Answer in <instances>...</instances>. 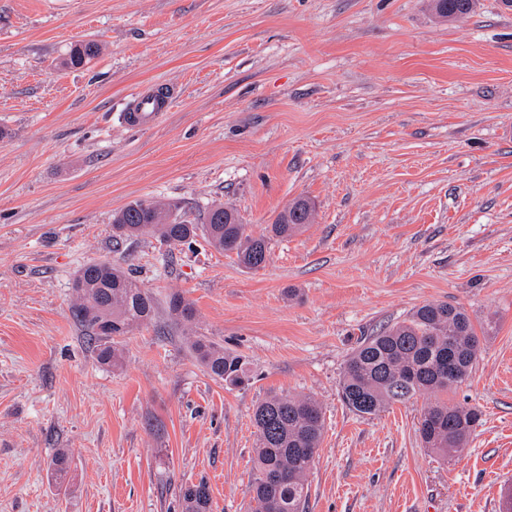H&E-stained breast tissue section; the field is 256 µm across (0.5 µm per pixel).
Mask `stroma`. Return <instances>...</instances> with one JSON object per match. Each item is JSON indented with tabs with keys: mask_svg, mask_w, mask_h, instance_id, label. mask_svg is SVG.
Listing matches in <instances>:
<instances>
[{
	"mask_svg": "<svg viewBox=\"0 0 512 512\" xmlns=\"http://www.w3.org/2000/svg\"><path fill=\"white\" fill-rule=\"evenodd\" d=\"M102 52L63 66L70 46ZM174 90L150 126L122 119ZM314 224L264 267L196 240L115 242L136 198L189 217L237 209L257 237L294 198ZM121 265L155 299L99 365L71 316L85 264ZM180 294L191 324L169 309ZM428 302L493 321L448 400L478 409L442 459L418 432L433 394L352 413L345 360ZM247 356L249 386L214 380L188 334ZM313 397L325 421L307 512H502L512 481V9L442 21L428 0H0V512H249L253 411ZM67 449L74 484L47 466ZM182 512H210L211 497L208 485L198 484L184 486L181 489Z\"/></svg>",
	"mask_w": 512,
	"mask_h": 512,
	"instance_id": "stroma-1",
	"label": "stroma"
}]
</instances>
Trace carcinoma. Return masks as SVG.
Segmentation results:
<instances>
[{"mask_svg": "<svg viewBox=\"0 0 512 512\" xmlns=\"http://www.w3.org/2000/svg\"><path fill=\"white\" fill-rule=\"evenodd\" d=\"M478 0H430L433 14L454 21L471 14ZM101 52L96 41L71 46L64 65L82 67ZM181 210L174 201L135 199L112 215V224L126 228L125 238L149 235L168 247L197 235L218 250L234 253L246 269H258L268 259V241L285 240L313 223L315 203L294 199L268 225V234H246L238 212L222 204L205 213L196 224L184 219L167 221L170 211ZM73 318L89 333L99 364L123 365L122 337L151 321L155 301L123 268L97 261L80 269L72 285ZM170 309L185 322L192 321L191 304L179 295ZM190 348L206 372L230 387H241L253 377L250 360L224 350L201 336ZM480 351V338L468 313L448 303H427L402 322L365 337L344 363L340 397L361 417L378 414L386 406L403 403L423 392L448 393L469 376ZM475 408L436 401L423 413L419 434L425 447L440 456L466 446L479 422ZM256 428L254 476L248 487L251 512H306V476L315 460L324 432L319 404L310 397L270 394L253 412ZM51 480L61 489L73 483L68 451L59 448L49 464ZM182 512H210L208 485L201 481L181 489Z\"/></svg>", "mask_w": 512, "mask_h": 512, "instance_id": "1", "label": "carcinoma"}]
</instances>
